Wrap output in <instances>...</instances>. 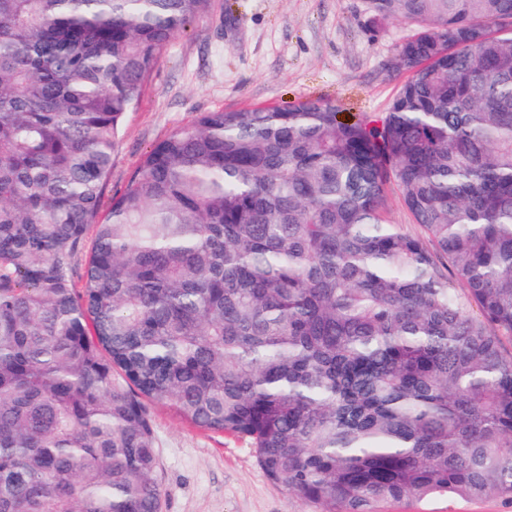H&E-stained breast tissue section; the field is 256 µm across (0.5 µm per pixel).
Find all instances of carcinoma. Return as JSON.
<instances>
[{
    "label": "carcinoma",
    "mask_w": 512,
    "mask_h": 512,
    "mask_svg": "<svg viewBox=\"0 0 512 512\" xmlns=\"http://www.w3.org/2000/svg\"><path fill=\"white\" fill-rule=\"evenodd\" d=\"M365 2L389 111L203 112L107 200L210 0H0V512H158L145 398L323 512L512 500V0ZM388 220L391 224H397L398 228L411 235H423L422 228L414 223L412 216L406 209L402 192L396 184H391L388 191ZM379 512H512V501L434 494L420 499L383 501Z\"/></svg>",
    "instance_id": "carcinoma-1"
}]
</instances>
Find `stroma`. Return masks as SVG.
I'll return each instance as SVG.
<instances>
[{
  "instance_id": "obj_1",
  "label": "stroma",
  "mask_w": 512,
  "mask_h": 512,
  "mask_svg": "<svg viewBox=\"0 0 512 512\" xmlns=\"http://www.w3.org/2000/svg\"><path fill=\"white\" fill-rule=\"evenodd\" d=\"M416 23L375 25L365 0H211L162 49L127 113L105 194L120 193L142 157L203 112L331 101L345 117L388 110L405 73L393 61ZM156 436L160 512H321L260 470L244 439L192 426L169 404H146ZM379 512H512V501L434 494Z\"/></svg>"
}]
</instances>
